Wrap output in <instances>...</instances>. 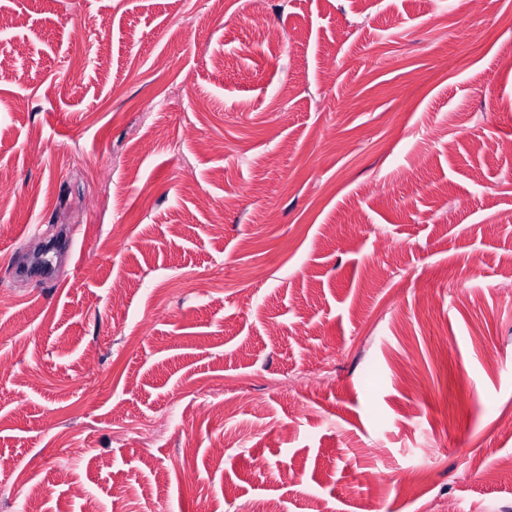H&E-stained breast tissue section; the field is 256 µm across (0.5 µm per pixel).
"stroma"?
I'll use <instances>...</instances> for the list:
<instances>
[{
	"label": "stroma",
	"mask_w": 512,
	"mask_h": 512,
	"mask_svg": "<svg viewBox=\"0 0 512 512\" xmlns=\"http://www.w3.org/2000/svg\"><path fill=\"white\" fill-rule=\"evenodd\" d=\"M0 11V512H512V0Z\"/></svg>",
	"instance_id": "35a3bbf8"
}]
</instances>
